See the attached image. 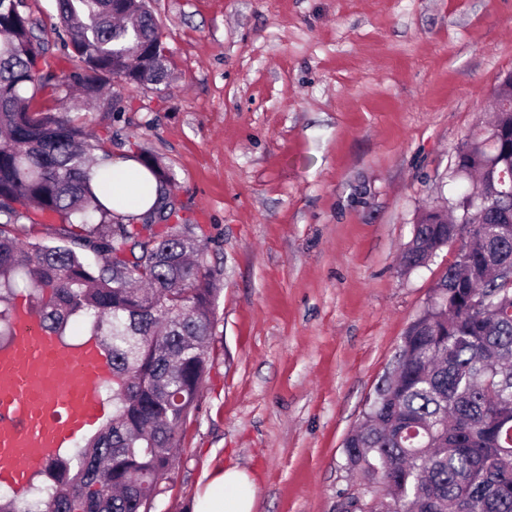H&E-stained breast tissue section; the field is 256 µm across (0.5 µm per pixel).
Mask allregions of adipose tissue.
Returning a JSON list of instances; mask_svg holds the SVG:
<instances>
[{
	"mask_svg": "<svg viewBox=\"0 0 512 512\" xmlns=\"http://www.w3.org/2000/svg\"><path fill=\"white\" fill-rule=\"evenodd\" d=\"M93 188L99 199L121 214L146 212L157 197L156 181L147 169L133 159L112 163L109 179H97ZM240 487V494L225 499V486ZM249 476L237 469H226L214 475L203 494L195 503L194 512H254L255 497Z\"/></svg>",
	"mask_w": 512,
	"mask_h": 512,
	"instance_id": "ef3b65f1",
	"label": "adipose tissue"
}]
</instances>
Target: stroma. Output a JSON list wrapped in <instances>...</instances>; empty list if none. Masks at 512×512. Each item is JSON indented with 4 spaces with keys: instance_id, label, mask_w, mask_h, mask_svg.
<instances>
[{
    "instance_id": "stroma-1",
    "label": "stroma",
    "mask_w": 512,
    "mask_h": 512,
    "mask_svg": "<svg viewBox=\"0 0 512 512\" xmlns=\"http://www.w3.org/2000/svg\"><path fill=\"white\" fill-rule=\"evenodd\" d=\"M160 85L108 82L90 129L170 169L211 243L212 367L157 512H193L218 470L255 512H340L381 486L343 452L456 254L404 272L419 212L465 191L457 148L512 73V0H151ZM22 10L73 63L55 0Z\"/></svg>"
}]
</instances>
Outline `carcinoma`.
Returning <instances> with one entry per match:
<instances>
[{
  "label": "carcinoma",
  "mask_w": 512,
  "mask_h": 512,
  "mask_svg": "<svg viewBox=\"0 0 512 512\" xmlns=\"http://www.w3.org/2000/svg\"><path fill=\"white\" fill-rule=\"evenodd\" d=\"M20 7L0 0V340L14 335L21 289L62 338L81 318L112 362V418L75 455L60 451L42 485L0 498V512L154 510L211 368L216 289L201 285L211 276L209 238L197 224L171 223L174 175L149 157L138 159L159 182L153 206L137 218L104 205L92 178L111 174L112 153L94 155L100 139L88 122L35 102L70 88L98 100L109 76L159 85L166 49L139 0H57L76 61L59 74ZM494 106L492 123L465 139L451 168L453 178L477 179L483 203L469 193L448 213L417 219L401 269L455 243L456 258L343 444L350 467L384 487L379 512H512L511 78L499 81ZM37 212L59 217L61 244L11 235Z\"/></svg>",
  "instance_id": "cac0c4a2"
}]
</instances>
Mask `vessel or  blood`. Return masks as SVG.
<instances>
[{
    "instance_id": "b4317fda",
    "label": "vessel or blood",
    "mask_w": 512,
    "mask_h": 512,
    "mask_svg": "<svg viewBox=\"0 0 512 512\" xmlns=\"http://www.w3.org/2000/svg\"><path fill=\"white\" fill-rule=\"evenodd\" d=\"M14 317L15 335L0 347V483L20 492L102 417L97 386L112 367L94 341L46 332L28 303Z\"/></svg>"
}]
</instances>
